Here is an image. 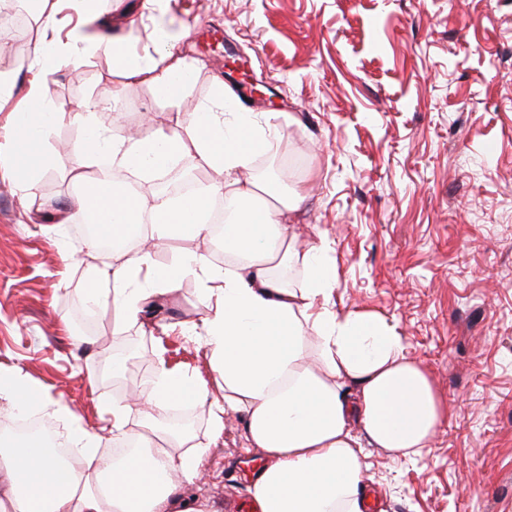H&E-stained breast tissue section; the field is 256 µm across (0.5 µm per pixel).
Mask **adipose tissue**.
Instances as JSON below:
<instances>
[{
  "mask_svg": "<svg viewBox=\"0 0 512 512\" xmlns=\"http://www.w3.org/2000/svg\"><path fill=\"white\" fill-rule=\"evenodd\" d=\"M40 3L45 35L34 48L35 76L11 127L13 144L29 150L14 159L12 171L33 187L47 163L43 146L50 131L59 120H70L78 131L70 150L72 169L84 186L75 212L96 213L97 224L120 237L116 252L124 258L120 265L106 263L90 273L84 290L88 307L110 305L132 321L149 288L171 290L184 276L199 278L203 302L215 304L203 342L211 349L222 395L211 396L157 361L143 390L111 411L113 440L143 444L152 437L157 445L127 455L116 478L99 452L98 436L83 428H74L66 440L68 464L57 463L38 444L11 447L0 437V512H213L208 501L188 500L182 489L196 479L203 449H189L185 434L128 426L134 407L159 410L174 402L208 404L218 432L225 415L244 418L249 447L264 457L250 487L261 512H365L364 444L414 460L447 423L448 407L426 368L407 357L406 338L395 325L364 310H337L330 242L323 238L303 251L295 245L290 220L297 197L283 194L272 206L258 208L259 184L235 179L256 150L274 148L276 123L258 124L244 112L225 115L220 82L185 128L136 141L121 133L119 96L65 110L41 90L46 76L63 63L76 66L100 57L126 78L151 86L162 101L180 98L195 70L163 40L155 63L131 53L123 36H92L76 28L66 39L54 37L56 0ZM102 111L112 112V129L95 125L94 116ZM189 146L201 165L228 176L212 186L211 195L242 206L224 227V247L238 261L221 269L199 254L158 266L151 251L135 248L136 237L128 232L147 221L161 238L210 234L200 197L170 199L148 185L128 193L92 171L106 160L146 175L168 168ZM291 271L300 275L293 284L285 278ZM0 402L18 414L33 408L70 412L62 400L36 392L17 370L0 369Z\"/></svg>",
  "mask_w": 512,
  "mask_h": 512,
  "instance_id": "1",
  "label": "adipose tissue"
}]
</instances>
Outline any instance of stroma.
I'll return each mask as SVG.
<instances>
[{"instance_id": "obj_1", "label": "stroma", "mask_w": 512, "mask_h": 512, "mask_svg": "<svg viewBox=\"0 0 512 512\" xmlns=\"http://www.w3.org/2000/svg\"><path fill=\"white\" fill-rule=\"evenodd\" d=\"M141 2L98 0L100 22L151 58L156 29L186 31L180 49L198 71L180 100L156 99L95 56L47 76L43 95L71 108L120 94L124 130L143 137L185 123L216 78L237 109L278 114L277 149L256 155L253 176L301 196L296 246L331 242L338 307L397 326L448 404L416 463L365 448L367 491L382 512H512V0ZM42 36L36 14L24 30L0 26V70L14 72L16 94ZM11 109L0 107V366L21 368L106 446L103 410L141 388L160 344L180 374L215 389L207 347L185 331L207 313L201 284L182 278L135 322L88 310L87 276L107 257L46 219L78 192L76 129L66 119L53 128L29 193L10 174ZM191 253L226 261L210 235L168 240L154 258L167 266ZM87 311L94 329L74 341ZM192 416L188 433L207 455L187 491L233 512L249 493L236 466L255 455L244 420L226 416L217 435L207 407Z\"/></svg>"}]
</instances>
